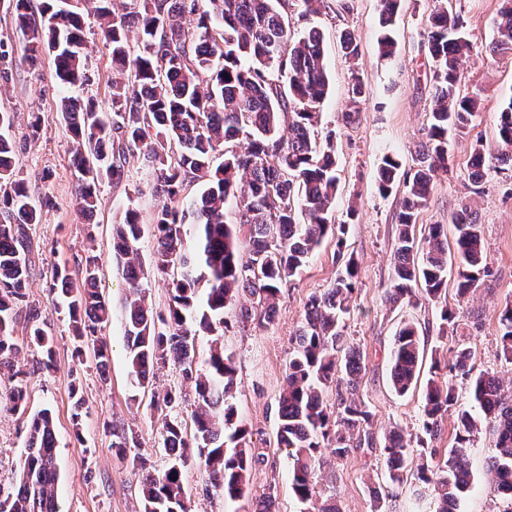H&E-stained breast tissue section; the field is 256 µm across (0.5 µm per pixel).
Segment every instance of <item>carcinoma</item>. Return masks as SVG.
<instances>
[{"label":"carcinoma","mask_w":512,"mask_h":512,"mask_svg":"<svg viewBox=\"0 0 512 512\" xmlns=\"http://www.w3.org/2000/svg\"><path fill=\"white\" fill-rule=\"evenodd\" d=\"M285 0H112V7L85 0L84 10L63 7L67 0H43L39 12L29 0H9L15 30L26 39L25 61L41 63L53 57L55 76L70 88L90 81L83 54L84 11L92 9L102 40L111 49L116 75L108 101L111 121L92 102L65 97L61 119L76 144L72 166L81 213L93 216L98 185L125 177L127 155L146 148L145 160L158 173L155 192L163 204L152 227L156 248L155 273L169 279L167 316L154 318L140 285L137 242L143 224L134 209L117 225L113 249L123 261L128 288L124 298V345L129 376L138 387L149 385L154 371L172 361L193 383V431L177 415L166 414L163 447L169 463L156 471L147 460L133 458L140 472L142 512H189L182 468L188 449L207 475L201 487L208 496L249 498L252 471L268 465L265 449L252 444L251 433L237 420L234 402V355L224 349L231 322L224 310L239 294L252 298L236 323L269 324L277 313L281 287L299 274L314 248L328 234L342 248L346 225L332 222L338 177L333 134L320 130L321 112L329 88L323 36L312 28L293 46L283 12ZM380 22L393 25L402 0H380ZM139 51H131L130 39ZM424 47L434 63V106L427 139L417 151L418 166L400 172L401 164L387 155L379 171V190L388 193L397 174L406 188L399 224L395 269L387 291L391 304L422 297L440 298L448 273L456 271L457 295L463 299L489 273L482 227L470 209L450 216L453 248L442 225L417 239L414 224L429 199L436 173L448 168V131L463 130L478 112L475 98L461 94L460 65L472 50L464 23L446 6L433 12ZM512 52V0H503L490 55ZM352 96L344 117L359 111L362 83L353 75ZM500 150L492 155L474 148L470 177L479 182L491 164L512 165V98L504 103L496 123ZM224 148V163L213 165ZM14 143L0 133V372L14 371L19 349L12 340L22 314L31 274L27 225L40 221L46 197H33L13 160ZM199 193L185 196L192 183ZM194 226L200 235L196 254L182 251L183 235ZM179 273H174V269ZM99 263L89 253L78 271L53 269V284L67 306L75 337L92 342L99 367L106 366L108 346L97 337L111 310L98 292ZM358 276L351 260L332 286L311 295L293 338L282 390L277 400L278 447L288 450L291 489L302 503L323 500L320 512H338L336 502L322 499L315 480L323 465L322 449L344 459L358 450L378 453L384 464L387 494L376 496L375 512L408 478L417 492L436 498L435 512L458 508L471 480L469 444L481 429L492 436L487 473L512 512V379L497 371L474 372L472 351L460 347L448 367L470 385V401L459 403L452 381L433 370L426 381L421 410V436L411 448L393 431L375 447L371 412L356 395L364 358L346 344L343 316ZM30 336L43 353L44 367L53 357V337L28 309ZM505 361L512 365V303L499 315ZM211 337L204 368L195 364V337ZM423 353L418 329L409 323L398 331L391 352L390 381L404 394L418 383ZM336 386L334 400L328 389ZM457 412L454 444L432 448L441 422ZM136 438L112 426V448L126 456ZM55 425L51 411L41 409L30 419L26 452L19 480L0 487V512H60L55 485ZM277 480L252 501L250 512H273Z\"/></svg>","instance_id":"carcinoma-1"}]
</instances>
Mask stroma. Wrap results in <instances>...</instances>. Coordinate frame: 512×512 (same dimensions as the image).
<instances>
[{
	"label": "stroma",
	"instance_id": "1",
	"mask_svg": "<svg viewBox=\"0 0 512 512\" xmlns=\"http://www.w3.org/2000/svg\"><path fill=\"white\" fill-rule=\"evenodd\" d=\"M436 0H403L392 28L394 50L390 57L378 51L379 0H326L319 14L301 20L300 7L290 0L287 8L292 37L306 26L324 33L323 49L330 86L321 107V125L333 131L339 190L333 217L346 225L344 249L324 239L307 265L284 285L274 322L264 326L234 328L224 345L235 358L238 419L250 429L253 443L267 450L269 468L250 477L252 495H261L270 479L278 481L277 512H308V505L294 497L288 480V457L277 447V399L291 349L310 295L326 290L341 268L342 257L358 264L352 309L344 319L347 341L358 347L366 365L358 395L373 416L375 437L400 429L414 441L420 427L422 389L397 395L389 380L391 350L403 321L414 322L424 343L425 356L440 362L452 360L458 346L470 347L479 370L508 371L501 355L499 313L512 303V168L487 171L481 182L470 177L476 142L497 145L495 127L502 104L512 98V55L490 56L488 47L496 36L495 21L501 0H450L449 10L465 24L473 53L463 66L462 89L480 100L481 107L463 134L449 143L447 171L438 173L427 206L417 217V235L430 226L447 224L451 213L471 207L482 226L491 274L482 278L468 299L459 300L455 282H448L445 304L416 305L387 302L385 291L394 275L397 240L396 216L401 210L404 187L395 184L391 193L378 190L377 174L385 155L401 161L402 169L415 164L416 152L425 141L428 114L433 107L432 62L421 43L425 25ZM349 31L360 45L356 62L345 60L339 35ZM0 39L14 47L9 80H0V112L9 113L5 133L18 144L15 168L27 180L34 195L49 197L39 223L29 225L31 277L27 302L35 308L54 338V364L44 368L42 352L31 340L26 319H18L13 341L20 350V378L0 374V486L15 484L25 452L30 414L50 409L56 427V495L61 512H139V477L129 463L141 456L164 470L162 448L163 413L151 403L153 395L180 388L190 391L181 369L171 363L157 371L144 388L132 386L128 376L122 336L123 298L127 283L121 262L112 251V232L122 223L127 209H136L143 224H151L162 200L153 190L156 174L141 155L130 156L123 181H102L93 218H85L76 205L71 168V133L58 115L61 92L51 62L30 70L23 61L25 42L15 31L9 11L0 6ZM90 80L70 88L69 93L106 106L112 91L110 49L99 35L95 18H87L84 30ZM360 76L363 94L360 110L344 118L353 76ZM41 114L39 131H31L34 114ZM156 240L144 231L137 248L141 262V285L148 306L166 312L169 293L154 275L152 256ZM99 257V291L112 310V318L100 334L109 344L106 369H99L92 347H79L60 299L52 292L55 266L75 268L87 251ZM454 315L443 324L441 308ZM23 384L27 407L14 410L9 394ZM134 433L137 443L118 458L112 449V428ZM490 437L479 434L469 456L472 484L461 500L460 512H500L501 500L486 469ZM383 470L378 457L359 452L342 460L329 459L319 473L324 497L335 499L340 512H371L377 475ZM182 479L191 512H244L239 501L222 495H203L204 475L195 462H188Z\"/></svg>",
	"mask_w": 512,
	"mask_h": 512
}]
</instances>
